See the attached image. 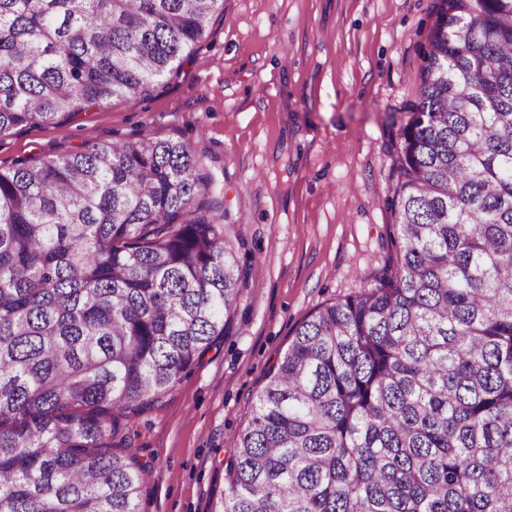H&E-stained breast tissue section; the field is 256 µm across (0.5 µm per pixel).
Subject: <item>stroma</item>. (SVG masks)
<instances>
[{
	"label": "stroma",
	"mask_w": 512,
	"mask_h": 512,
	"mask_svg": "<svg viewBox=\"0 0 512 512\" xmlns=\"http://www.w3.org/2000/svg\"><path fill=\"white\" fill-rule=\"evenodd\" d=\"M439 0H224L199 51L151 97L0 137V168L149 131L203 158L253 260L233 324L158 408L128 421L154 478L142 512H210L266 371L319 305L394 255L397 133Z\"/></svg>",
	"instance_id": "stroma-1"
}]
</instances>
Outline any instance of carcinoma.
Returning <instances> with one entry per match:
<instances>
[{"label":"carcinoma","instance_id":"obj_1","mask_svg":"<svg viewBox=\"0 0 512 512\" xmlns=\"http://www.w3.org/2000/svg\"><path fill=\"white\" fill-rule=\"evenodd\" d=\"M224 0H0V135L151 96ZM393 264L301 322L212 512H512V0H443ZM148 132L0 170V512H140L127 420L225 335L251 255Z\"/></svg>","mask_w":512,"mask_h":512}]
</instances>
